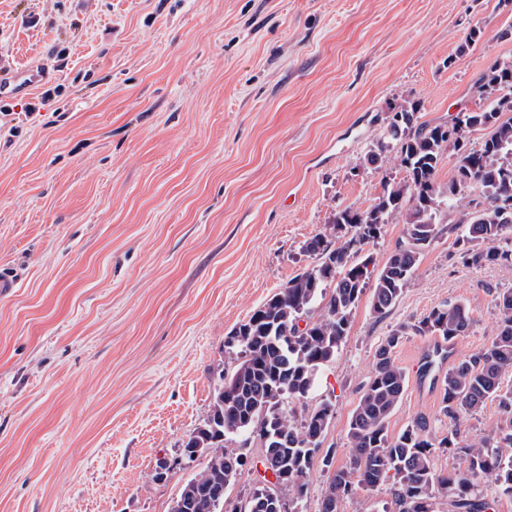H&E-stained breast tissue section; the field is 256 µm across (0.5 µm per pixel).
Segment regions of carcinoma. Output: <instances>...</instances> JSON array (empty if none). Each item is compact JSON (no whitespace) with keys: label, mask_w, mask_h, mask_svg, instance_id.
Returning <instances> with one entry per match:
<instances>
[{"label":"carcinoma","mask_w":512,"mask_h":512,"mask_svg":"<svg viewBox=\"0 0 512 512\" xmlns=\"http://www.w3.org/2000/svg\"><path fill=\"white\" fill-rule=\"evenodd\" d=\"M486 102L480 112L465 107L448 121H418V105L406 101L392 109L385 131L366 156L370 164L391 151L399 154L404 181L382 183L377 202L366 211H336L326 232L314 236L305 251L314 263L231 330L224 348L236 355L232 370L220 375L235 379L232 399L216 393L213 404L187 442L183 454L206 462L186 483L171 512H224V497L245 466L228 442L256 443L270 460L278 484L252 491L255 512H297L307 478L325 439L333 409L321 403L323 415L307 409L322 367L335 360L350 327L354 309L366 289L378 317L387 316L400 299L421 255L446 232L465 225L456 238L462 258L473 266L512 265V62L495 61L474 84ZM488 129L477 148L467 133ZM457 155L455 173L443 188L437 172L447 150ZM469 199V210L453 219L454 203ZM395 214L405 217L403 236L378 266L365 246L381 238ZM322 313L313 316L316 302ZM502 318L490 345L459 358L441 381L439 412L449 420L448 433L432 432L424 419L402 433L389 435V420L407 386L395 350L411 335L434 336L448 343L467 335L474 319L462 302L432 308L420 320L401 323L376 350L374 367L364 384L347 427L348 464L334 470L326 497L335 503L359 491L372 492L392 481L397 512H438L439 496L448 497L451 512H491L480 484L493 481L512 497V432L474 443L460 440L464 415L487 401H498L512 414V289L496 292ZM462 454L466 467L453 474L437 470L439 450Z\"/></svg>","instance_id":"carcinoma-1"}]
</instances>
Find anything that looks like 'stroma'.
<instances>
[{
  "mask_svg": "<svg viewBox=\"0 0 512 512\" xmlns=\"http://www.w3.org/2000/svg\"><path fill=\"white\" fill-rule=\"evenodd\" d=\"M510 28L512 0H0V64L49 72L0 126V270L21 278L0 298V512H170L200 468L182 444L234 364L225 337L313 264L303 246L336 211L403 179L395 153L365 161L392 107L484 108L473 85L512 60ZM507 288L512 265L464 264L445 234L387 317L362 296L307 400L333 406L334 467L393 327L463 301L470 354ZM433 342L395 352L408 386L390 434L448 430L417 385ZM459 431L512 417L489 401Z\"/></svg>",
  "mask_w": 512,
  "mask_h": 512,
  "instance_id": "1",
  "label": "stroma"
}]
</instances>
